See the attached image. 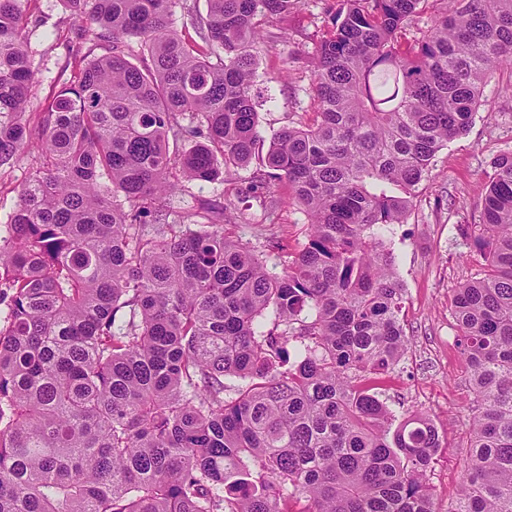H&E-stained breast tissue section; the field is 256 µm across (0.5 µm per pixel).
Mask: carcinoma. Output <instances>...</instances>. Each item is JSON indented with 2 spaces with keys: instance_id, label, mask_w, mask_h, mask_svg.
Listing matches in <instances>:
<instances>
[{
  "instance_id": "1",
  "label": "carcinoma",
  "mask_w": 512,
  "mask_h": 512,
  "mask_svg": "<svg viewBox=\"0 0 512 512\" xmlns=\"http://www.w3.org/2000/svg\"><path fill=\"white\" fill-rule=\"evenodd\" d=\"M64 2L90 46L37 114L44 162L0 227V512H435L439 433L412 409L392 426L375 391L408 349L382 230L512 68V0H446L406 45L422 0L331 14L314 118L274 136L256 180L288 181L310 217L280 274L222 210L141 218L172 169L210 182L251 161L258 45L298 0H207L192 43L182 0ZM22 4L0 0V167L30 147ZM472 245L482 276L451 299L476 399L453 512H512L511 152ZM184 6L186 7V9H183L181 7H177L175 9V15L173 16V27L178 32V34L181 35V37L186 41L198 40L191 26L189 24L188 26L185 25V22L187 20L186 11L190 10L193 13L205 15L207 9L206 1L184 0Z\"/></svg>"
}]
</instances>
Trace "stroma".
I'll use <instances>...</instances> for the list:
<instances>
[{
  "label": "stroma",
  "instance_id": "obj_1",
  "mask_svg": "<svg viewBox=\"0 0 512 512\" xmlns=\"http://www.w3.org/2000/svg\"><path fill=\"white\" fill-rule=\"evenodd\" d=\"M335 7V0H301L284 20L271 26V35L259 50L256 86L264 99L259 108L264 140H271L285 126L312 119L311 61L331 27ZM23 22L38 78L28 104L34 113L42 111L72 77L71 52L82 42L63 0H27ZM282 71L287 72V80H278ZM507 152H512V69L496 68L467 132L436 154L407 221L392 225L385 234L405 288L401 319L408 352L379 386L391 409L407 406L424 411L442 437L429 473L435 512H452L455 506L465 477L473 408L450 299L455 288L483 270L485 260L471 252L469 236L482 221L493 162ZM40 162L34 150L14 166L0 168V224L7 223L21 184ZM263 167L264 157L259 154L247 166L213 182L183 181L167 203L169 223H197L203 206L232 200L233 208L224 213L226 226L235 238L262 250L271 272H282L283 254L265 250L264 245L281 239L287 241L289 253H297L306 242L308 218L285 183L272 187L268 199L252 192L253 178Z\"/></svg>",
  "mask_w": 512,
  "mask_h": 512
}]
</instances>
